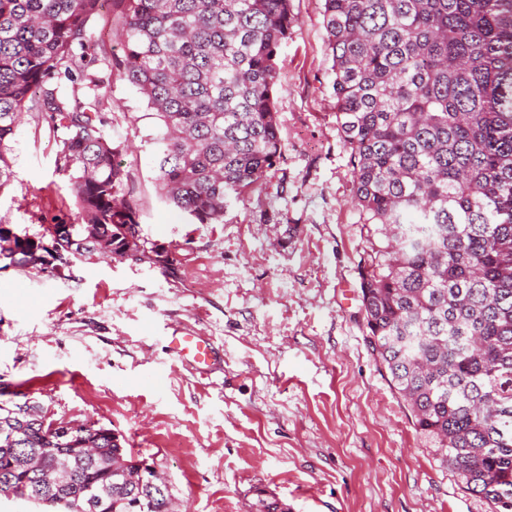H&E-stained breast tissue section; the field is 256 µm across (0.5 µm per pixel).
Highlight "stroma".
<instances>
[{
    "instance_id": "stroma-1",
    "label": "stroma",
    "mask_w": 512,
    "mask_h": 512,
    "mask_svg": "<svg viewBox=\"0 0 512 512\" xmlns=\"http://www.w3.org/2000/svg\"><path fill=\"white\" fill-rule=\"evenodd\" d=\"M322 4L292 0L299 24L276 57L282 154L223 223H189L160 200L158 121L136 88L111 83L105 132L125 144L145 257L0 269V398L112 429L154 462L182 512H252L260 490L288 512H485L424 447L365 340L363 230ZM122 26L114 7L99 19V72L121 57ZM62 137L39 112L15 131L0 220L17 234L77 220L56 169ZM176 331L222 344L223 373L174 360Z\"/></svg>"
}]
</instances>
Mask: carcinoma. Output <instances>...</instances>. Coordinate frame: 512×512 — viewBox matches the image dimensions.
<instances>
[{
	"label": "carcinoma",
	"mask_w": 512,
	"mask_h": 512,
	"mask_svg": "<svg viewBox=\"0 0 512 512\" xmlns=\"http://www.w3.org/2000/svg\"><path fill=\"white\" fill-rule=\"evenodd\" d=\"M122 57L89 72L104 0H0V191L14 178L22 115L66 131L56 168L80 222L41 238L0 227V261L127 258L139 204L126 191L101 107L110 78L134 86L162 132L155 181L194 224L224 223L281 156L277 49L291 0H110ZM336 125L352 167L365 249L366 342L439 466L489 512H512V0H323ZM73 86L63 92L53 79ZM29 448L57 444L36 432ZM0 440V494L17 488ZM73 499L110 510V468L140 456L100 439ZM255 512H288L257 495Z\"/></svg>",
	"instance_id": "cac0c4a2"
}]
</instances>
